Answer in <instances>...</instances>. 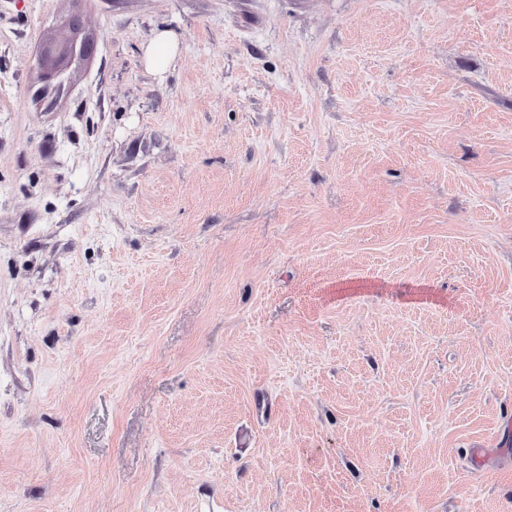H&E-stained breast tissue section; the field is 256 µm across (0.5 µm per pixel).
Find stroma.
I'll list each match as a JSON object with an SVG mask.
<instances>
[{"instance_id":"obj_1","label":"stroma","mask_w":512,"mask_h":512,"mask_svg":"<svg viewBox=\"0 0 512 512\" xmlns=\"http://www.w3.org/2000/svg\"><path fill=\"white\" fill-rule=\"evenodd\" d=\"M0 512H512V0H0ZM73 18L76 15H70L64 19V25L69 30L70 37L67 41L46 46L37 59V65L42 72V79L50 85L57 80L59 76L76 58L88 56L89 42L94 41L86 32V27L72 25ZM176 47V35L170 30H161L147 47V64L156 69L165 66L173 55Z\"/></svg>"}]
</instances>
